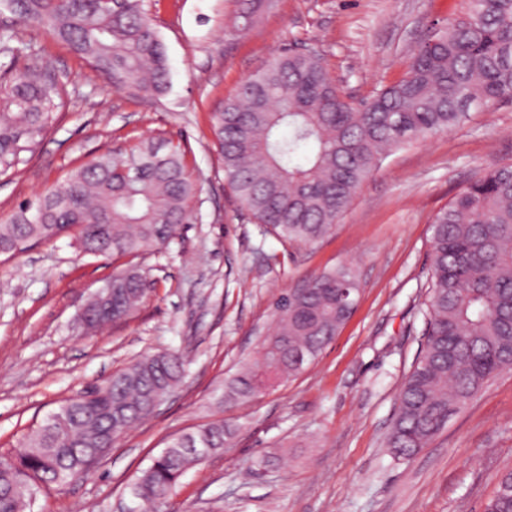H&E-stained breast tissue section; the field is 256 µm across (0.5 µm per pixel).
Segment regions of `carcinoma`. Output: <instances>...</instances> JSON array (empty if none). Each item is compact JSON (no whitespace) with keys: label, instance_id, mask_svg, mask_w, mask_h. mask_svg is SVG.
<instances>
[{"label":"carcinoma","instance_id":"carcinoma-1","mask_svg":"<svg viewBox=\"0 0 512 512\" xmlns=\"http://www.w3.org/2000/svg\"><path fill=\"white\" fill-rule=\"evenodd\" d=\"M0 174L24 161L56 124L59 77L34 50L10 42L42 31L135 98L166 93L169 67L150 0H0ZM512 100V0H466L417 46L399 80L359 102L336 85L316 49L284 51L242 80L211 113L224 179L242 209L288 245L332 234L358 190L398 149L462 125L471 107ZM199 188L178 146L145 142L97 156L0 224V255L72 231L80 248L114 257L148 254L197 215ZM432 276L423 349L397 400L388 447L419 453L497 374L512 369V163L484 171L431 218ZM138 265L112 276V301L88 303L90 331L120 321L149 294ZM360 283L340 266L277 302L276 327L254 362L224 384V401H251L312 363L352 315ZM176 354L144 356L105 385L66 401L17 454H0V512H21L42 479H81L96 454L152 414L178 381ZM213 422L171 442L132 484L161 512L187 467L224 447ZM485 512H512V471Z\"/></svg>","mask_w":512,"mask_h":512}]
</instances>
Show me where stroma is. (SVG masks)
Segmentation results:
<instances>
[{"mask_svg":"<svg viewBox=\"0 0 512 512\" xmlns=\"http://www.w3.org/2000/svg\"><path fill=\"white\" fill-rule=\"evenodd\" d=\"M242 0H158L170 88L131 97L50 36L28 32L66 75V108L34 155L0 175V223L105 152L144 140L181 146L200 220L140 257L154 283L126 319L81 335L75 319L125 259L81 253L64 233L0 255V453H12L67 400L147 354L184 370L147 420L79 481L41 488L25 512H125L131 485L167 445L216 421L223 450L190 467L162 512H484L512 468V371L497 375L421 452L394 460L387 437L424 342L432 215L487 168L512 162V102L471 110L459 130L395 152L313 244L288 246L247 215L224 180L210 116L285 49L313 47L360 101L401 78L427 28L463 0H274L237 31ZM346 265L361 284L352 316L295 378L227 405L224 383L253 361L275 302Z\"/></svg>","mask_w":512,"mask_h":512,"instance_id":"35a3bbf8","label":"stroma"}]
</instances>
